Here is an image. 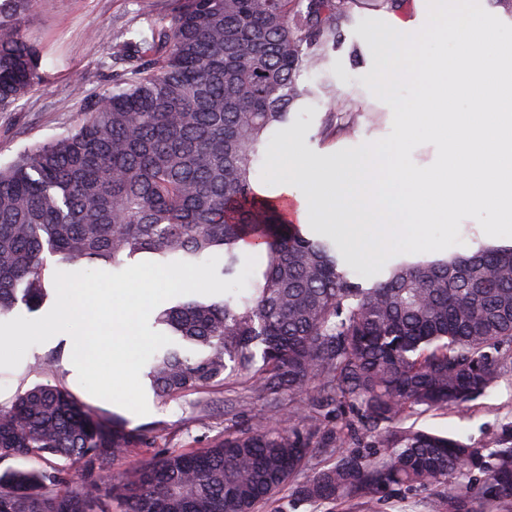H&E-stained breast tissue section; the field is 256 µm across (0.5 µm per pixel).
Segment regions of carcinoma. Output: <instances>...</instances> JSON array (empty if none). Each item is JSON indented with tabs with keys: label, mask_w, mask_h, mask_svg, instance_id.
I'll list each match as a JSON object with an SVG mask.
<instances>
[{
	"label": "carcinoma",
	"mask_w": 512,
	"mask_h": 512,
	"mask_svg": "<svg viewBox=\"0 0 512 512\" xmlns=\"http://www.w3.org/2000/svg\"><path fill=\"white\" fill-rule=\"evenodd\" d=\"M387 2L175 0L112 52V86L73 130L0 167V317L46 299L49 257L119 267L220 251L231 280L259 248L247 290L158 314L177 345L148 374L166 398L240 383L269 412L179 451L66 388H28L0 405V461L23 462L0 471V512H257L285 491L291 512H512V421L484 445L404 426L466 410L512 370V246L400 260L366 287L339 246L256 188L290 113L327 98L339 111L321 133L353 129L329 62L355 10ZM37 4L0 3L1 108L44 80L23 29Z\"/></svg>",
	"instance_id": "cac0c4a2"
}]
</instances>
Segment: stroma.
Instances as JSON below:
<instances>
[{
  "mask_svg": "<svg viewBox=\"0 0 512 512\" xmlns=\"http://www.w3.org/2000/svg\"><path fill=\"white\" fill-rule=\"evenodd\" d=\"M168 9V0H45L43 6L31 10L24 29L42 50L45 79L28 96L0 110V166L9 164L25 149L76 126L85 102L100 97L112 84V38L146 25L148 16H161ZM393 13V8L386 7L359 14L346 32L343 49L330 62L338 94L351 96L362 111L355 129L346 135L322 138L320 119L327 106L313 103L293 113L287 126L274 131L271 144H281L288 135L297 134L300 155L330 167L345 148L391 133L393 114L366 87L364 76L372 68L365 47L366 24L374 18L390 20ZM72 351L71 336L59 333L31 347L16 368L0 369V404L12 400L18 390L36 384L62 385L88 405L121 416L131 426H160L159 446L181 450L206 447L225 430L253 425L265 413V405L258 398L235 408L233 402L241 393L240 387L220 381L209 389L168 399L146 389L149 412L139 416L88 393L69 370ZM49 355L58 358L53 370H33L36 358ZM201 400L209 407L199 413L193 406ZM508 417H512V372L505 373L495 387L471 402L467 412L442 408L412 416L410 422L434 433L485 444Z\"/></svg>",
  "mask_w": 512,
  "mask_h": 512,
  "instance_id": "35a3bbf8",
  "label": "stroma"
}]
</instances>
